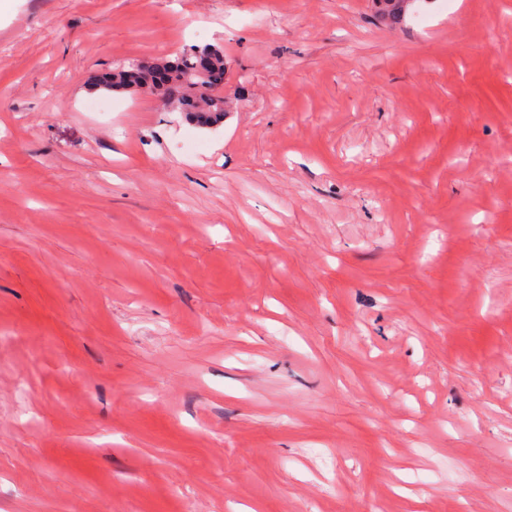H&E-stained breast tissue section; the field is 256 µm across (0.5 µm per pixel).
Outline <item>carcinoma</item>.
<instances>
[{"label": "carcinoma", "instance_id": "obj_1", "mask_svg": "<svg viewBox=\"0 0 512 512\" xmlns=\"http://www.w3.org/2000/svg\"><path fill=\"white\" fill-rule=\"evenodd\" d=\"M379 3L383 15L394 23L401 22L408 8L412 6V0H379ZM209 52L211 71L210 76L205 79L197 75L199 50L196 48L190 49L173 61H162V64L173 70V85L170 94L167 95L168 101L199 127L204 122L211 126L221 123L229 104V97L224 94V50L211 48ZM94 87L107 91H154L149 72L138 69L134 63L112 68L95 79Z\"/></svg>", "mask_w": 512, "mask_h": 512}]
</instances>
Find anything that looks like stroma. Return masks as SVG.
Instances as JSON below:
<instances>
[{"instance_id":"35a3bbf8","label":"stroma","mask_w":512,"mask_h":512,"mask_svg":"<svg viewBox=\"0 0 512 512\" xmlns=\"http://www.w3.org/2000/svg\"><path fill=\"white\" fill-rule=\"evenodd\" d=\"M219 46L232 108L90 83ZM512 512V0H11L0 512Z\"/></svg>"}]
</instances>
